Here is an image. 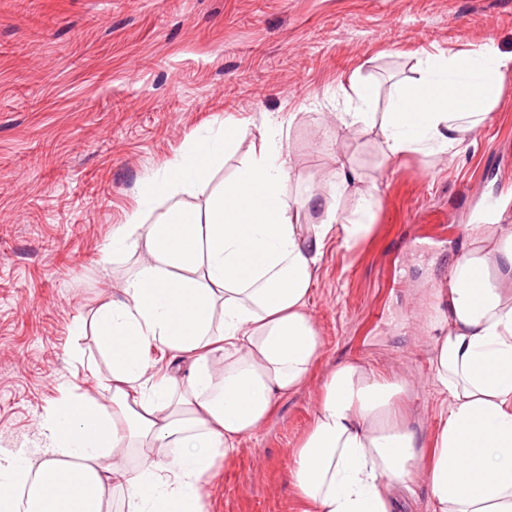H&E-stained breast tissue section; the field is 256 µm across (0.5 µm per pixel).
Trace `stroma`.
<instances>
[{"label":"stroma","instance_id":"1","mask_svg":"<svg viewBox=\"0 0 512 512\" xmlns=\"http://www.w3.org/2000/svg\"><path fill=\"white\" fill-rule=\"evenodd\" d=\"M512 52V0H0V454L37 456L40 416L62 383L111 408L93 328L75 335L136 266L106 257L138 187L194 136L234 144L193 202L230 180L280 118L287 201L336 182L337 156L377 207L356 246L327 240L307 312L319 363L235 463L204 512H299L286 475L336 362L362 359L409 385L432 443L448 396L432 380L422 316L433 288L493 207L512 222V70L500 104L460 151L386 159L378 128L337 125L353 83L386 104L426 58Z\"/></svg>","mask_w":512,"mask_h":512}]
</instances>
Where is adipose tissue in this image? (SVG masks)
Listing matches in <instances>:
<instances>
[{
  "label": "adipose tissue",
  "instance_id": "obj_1",
  "mask_svg": "<svg viewBox=\"0 0 512 512\" xmlns=\"http://www.w3.org/2000/svg\"><path fill=\"white\" fill-rule=\"evenodd\" d=\"M511 69L512 54L430 57L397 85L386 112H372L376 88L362 82L337 118L378 126L389 158L458 150L498 106ZM232 137L223 128L195 138L142 183L141 205L108 251L143 258L91 318L112 410L62 387L41 420V455L0 457V512H110L119 480L128 512H202L218 459H231L316 367L322 343L307 313L316 264L334 234L351 247L369 232L376 197L356 194L353 220L337 223L356 179L339 159L342 180L307 200L320 223H302L284 197L288 156L271 116L222 191L186 204ZM470 233L426 316L433 381L448 395L433 447L408 423L407 382L341 361L321 383L289 472L301 512H396L397 490L419 473L433 512H512V225ZM156 346L169 354L162 373L149 357ZM139 448L152 455L127 473L125 458Z\"/></svg>",
  "mask_w": 512,
  "mask_h": 512
}]
</instances>
